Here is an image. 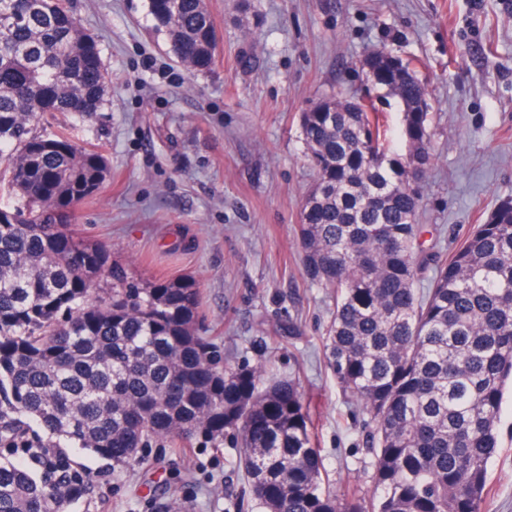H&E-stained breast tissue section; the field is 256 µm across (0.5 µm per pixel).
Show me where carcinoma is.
I'll list each match as a JSON object with an SVG mask.
<instances>
[{"label":"carcinoma","instance_id":"1","mask_svg":"<svg viewBox=\"0 0 512 512\" xmlns=\"http://www.w3.org/2000/svg\"><path fill=\"white\" fill-rule=\"evenodd\" d=\"M169 51L208 68L219 34L203 0H149ZM0 512H65L92 475L70 448L114 466L149 443L231 439L249 512H484L487 466L512 385V197L449 256L418 223L433 156L412 61L368 53L367 80L403 106L404 152L372 107L338 94L300 114L317 181L298 236L307 280L334 302L326 361L370 418L373 490L330 478L299 380L231 365L196 334L192 278L145 281L68 229L104 177L102 155L35 125L98 112L108 73L63 0H0ZM427 287L421 279L427 268Z\"/></svg>","mask_w":512,"mask_h":512}]
</instances>
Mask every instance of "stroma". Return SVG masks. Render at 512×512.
Here are the masks:
<instances>
[{"label":"stroma","mask_w":512,"mask_h":512,"mask_svg":"<svg viewBox=\"0 0 512 512\" xmlns=\"http://www.w3.org/2000/svg\"><path fill=\"white\" fill-rule=\"evenodd\" d=\"M204 2L222 42L195 72L169 53L148 0H65L112 83L92 118L47 114L37 131L65 133L106 161L102 188L76 206L80 232L141 277H193L198 333L231 363L299 378L331 478L369 491L368 417L324 354L333 302L303 275L296 230L316 172L299 115L324 96L364 95L398 131L401 105L381 98L360 61L383 48L413 60L434 147L419 221L453 253L512 196V0ZM144 455L145 467L129 469L76 450L95 481L68 512H238L245 483L231 445L159 442ZM488 487L484 512H512L511 393Z\"/></svg>","instance_id":"35a3bbf8"}]
</instances>
